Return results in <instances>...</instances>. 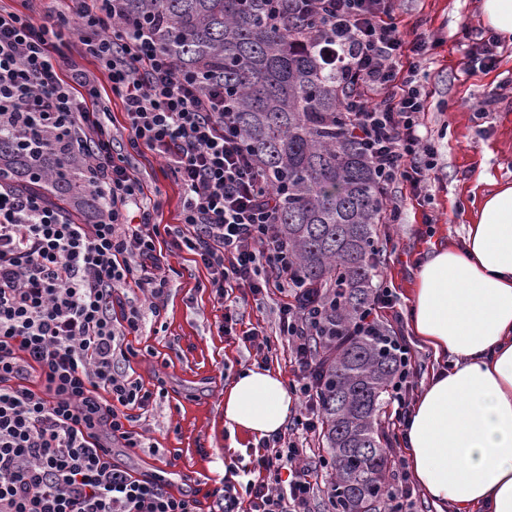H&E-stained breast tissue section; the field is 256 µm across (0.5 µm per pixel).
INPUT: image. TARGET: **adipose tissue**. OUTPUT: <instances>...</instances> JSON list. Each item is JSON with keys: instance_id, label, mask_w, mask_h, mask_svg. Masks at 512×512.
<instances>
[{"instance_id": "obj_1", "label": "adipose tissue", "mask_w": 512, "mask_h": 512, "mask_svg": "<svg viewBox=\"0 0 512 512\" xmlns=\"http://www.w3.org/2000/svg\"><path fill=\"white\" fill-rule=\"evenodd\" d=\"M462 245L421 265L409 322L436 367L406 420L414 476L438 512H512V185L485 192ZM295 400L280 373L241 370L224 426L268 437Z\"/></svg>"}]
</instances>
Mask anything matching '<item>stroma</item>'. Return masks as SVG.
I'll use <instances>...</instances> for the list:
<instances>
[{"mask_svg":"<svg viewBox=\"0 0 512 512\" xmlns=\"http://www.w3.org/2000/svg\"><path fill=\"white\" fill-rule=\"evenodd\" d=\"M480 2L398 0L404 31L421 33L430 47L417 80L426 93L424 123L439 148L429 198L420 203L398 193L404 221L383 227L379 237L376 280L392 288L403 313L420 263L435 247L461 244L488 179L512 183V43L500 42L494 67L471 60V36L484 28ZM130 163L148 196L160 203V222L174 223L181 198L175 176L148 153L131 155ZM426 210L437 214V223H423ZM161 263L169 270L164 306L159 316H147L138 335L126 338L138 352L129 374L154 394L135 413L144 446L131 455L115 449L114 459L142 476L177 468L173 493L196 499L199 512H224L226 466L251 464L257 454L252 438L229 437L224 428L225 388L254 365L292 384L298 366L279 335L272 301L239 297L237 332L224 334V304L207 288L205 269L170 236ZM253 327L263 331L267 346L241 343L239 332Z\"/></svg>","mask_w":512,"mask_h":512,"instance_id":"obj_1","label":"stroma"}]
</instances>
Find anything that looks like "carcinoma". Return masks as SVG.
I'll return each mask as SVG.
<instances>
[{"instance_id": "cac0c4a2", "label": "carcinoma", "mask_w": 512, "mask_h": 512, "mask_svg": "<svg viewBox=\"0 0 512 512\" xmlns=\"http://www.w3.org/2000/svg\"><path fill=\"white\" fill-rule=\"evenodd\" d=\"M272 0H125L127 29L151 24L178 71L206 94L222 86L237 125L280 191L278 237L288 241L299 280L323 297L318 337L320 434L336 479V512H381L391 468L383 395L396 356L381 325L347 326L370 308L379 226L386 202L358 139L346 130L340 73L327 63L310 23L269 17ZM0 181L36 189L81 219L99 207L66 151L21 152L0 136Z\"/></svg>"}]
</instances>
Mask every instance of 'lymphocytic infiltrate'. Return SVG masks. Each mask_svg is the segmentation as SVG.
<instances>
[{"label":"lymphocytic infiltrate","mask_w":512,"mask_h":512,"mask_svg":"<svg viewBox=\"0 0 512 512\" xmlns=\"http://www.w3.org/2000/svg\"><path fill=\"white\" fill-rule=\"evenodd\" d=\"M290 8L321 23L318 44L340 70L349 129L381 192L398 185L427 196L438 148L422 131L415 81L427 44L404 39L396 0H290ZM123 12V0H70L67 13L39 18L0 8V134L61 136L101 201L76 222L39 192L0 184V512H195L189 497L134 477L106 446L142 445L133 412L153 394L129 375L137 353L124 341L160 312L168 279L159 244L171 234L224 300L225 334L238 316L230 289L277 297L279 334L299 371L296 423L306 435L320 427L312 341L323 308L298 301L292 254L274 231L278 192L238 132L236 103L220 90L200 95L148 25L122 33ZM70 25L94 70L65 74L56 64L55 42ZM102 74L121 101L131 149L160 158L183 189L177 225L157 224L144 182L114 154ZM130 287L147 296L148 310L115 311ZM390 344L398 372L388 395L402 420L415 371L406 338ZM31 376L38 388L23 386ZM302 454L291 437L265 439L256 458L263 478L242 488L225 481L224 512H313L318 471Z\"/></svg>","instance_id":"f902f5d3"}]
</instances>
